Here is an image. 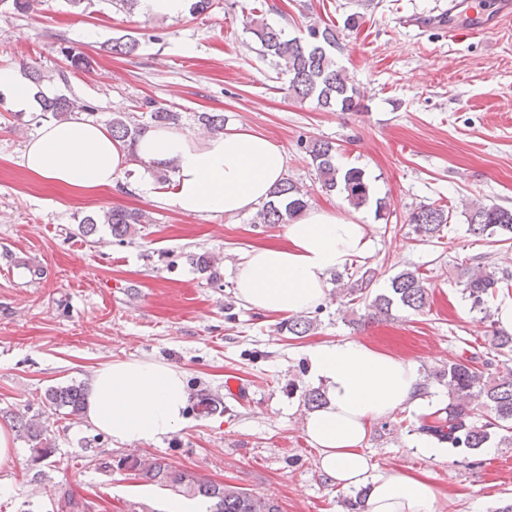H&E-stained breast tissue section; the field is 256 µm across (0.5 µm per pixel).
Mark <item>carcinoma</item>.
I'll use <instances>...</instances> for the list:
<instances>
[{"instance_id":"1","label":"carcinoma","mask_w":512,"mask_h":512,"mask_svg":"<svg viewBox=\"0 0 512 512\" xmlns=\"http://www.w3.org/2000/svg\"><path fill=\"white\" fill-rule=\"evenodd\" d=\"M250 30L259 42L260 55L269 58L277 71L288 76V93L302 100L311 99L323 109L337 108L350 112L359 105L358 91L349 83L343 69L336 62L339 47L336 27L315 25L308 29L309 39H287L281 30L259 18L250 20ZM41 116L66 121L78 114L95 116L96 107L71 98L64 93L40 96ZM181 115L164 107L149 112V121L139 123L127 113L112 115L109 127L112 136L136 140L151 127L176 126ZM198 121L212 133L224 132V114L202 112ZM316 171L320 188L325 193H339L347 203L360 209L369 204L370 185L365 172L358 167L343 169L336 165V147L329 142H315L306 147ZM275 200L263 205L259 212L262 224H284L295 218L308 205V193L292 179L286 178L273 191ZM452 211L433 205L415 209L409 219L414 232L427 240L440 234L450 223ZM146 223L141 211L110 207L96 215L80 220V229L86 236L99 224L109 226L112 236L124 240L136 224ZM468 231L478 236L512 235V209L474 203L469 207ZM508 276H497L483 266L465 273L462 292L471 301V308L489 312L490 299L503 288H509ZM428 302L426 279L417 269H406L395 275L387 292L377 294L367 304L368 317L375 320L388 317L395 308L413 312L422 311ZM313 327V320L295 317L288 320L285 329L294 336H303ZM493 348L503 356L512 354V335L496 331L491 339ZM492 365L485 359L478 361L472 355L448 362V366L435 373V377L448 386V404L424 415L417 431L427 435L450 450L460 454H475L496 437L506 443L509 436L499 431L511 430L512 425V371L492 376L484 368ZM46 403L54 410L66 409L77 416L83 409L84 392L78 385L54 387L45 393ZM18 431L33 442V459H46L54 454L52 444L43 438L39 422L16 419ZM118 466L136 472L147 484L165 486L187 496H203L212 501L209 512H280L274 500L255 495L248 490L204 481L187 470L174 468L158 459L143 460L136 456L118 461Z\"/></svg>"}]
</instances>
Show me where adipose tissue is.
Segmentation results:
<instances>
[{
  "instance_id": "ef3b65f1",
  "label": "adipose tissue",
  "mask_w": 512,
  "mask_h": 512,
  "mask_svg": "<svg viewBox=\"0 0 512 512\" xmlns=\"http://www.w3.org/2000/svg\"><path fill=\"white\" fill-rule=\"evenodd\" d=\"M21 164L33 177L77 193L114 186L126 172L169 166L175 182L166 200L188 215H235L271 200L285 173V151L265 135L232 128L194 136L152 128L135 144L112 138L84 119L42 125ZM372 246L367 225L335 210L312 208L288 224L281 244L258 246L240 261L236 292L246 308L302 313L323 304L330 272ZM309 373L325 401L305 417L327 479L367 491V512H433L426 477L378 470L364 453L374 421L423 400V382L408 361L371 345L346 341L309 352ZM184 371L152 360L117 361L95 370L85 400L88 422L113 441H159L185 422Z\"/></svg>"
}]
</instances>
